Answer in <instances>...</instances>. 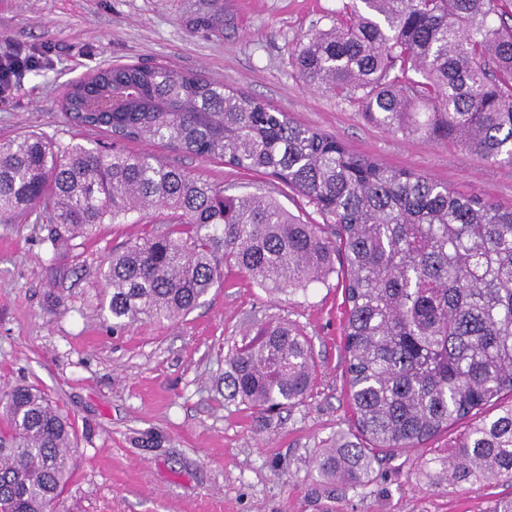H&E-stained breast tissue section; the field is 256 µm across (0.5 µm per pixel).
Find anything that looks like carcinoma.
<instances>
[{"mask_svg":"<svg viewBox=\"0 0 512 512\" xmlns=\"http://www.w3.org/2000/svg\"><path fill=\"white\" fill-rule=\"evenodd\" d=\"M187 24L224 32V0ZM508 0H350L307 33L306 82L358 102L405 137L512 165ZM69 122L126 141L272 176L307 199L310 224L257 190L228 195L160 158L29 132L0 142V222L40 211L67 250L99 225L161 214L163 229L112 253L100 307L112 330L174 322L236 269L270 295L343 290L348 430L318 448L315 512H336V483L421 451L416 475L450 489L512 483V207L352 152L335 137L200 74L163 64L96 68L62 100ZM228 399L260 411L302 403L316 379L311 341L266 322L226 357ZM0 512H60L76 465L73 427L39 389L0 394ZM468 425L443 450L426 444Z\"/></svg>","mask_w":512,"mask_h":512,"instance_id":"cac0c4a2","label":"carcinoma"}]
</instances>
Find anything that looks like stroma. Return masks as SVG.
I'll return each instance as SVG.
<instances>
[{
	"label": "stroma",
	"instance_id": "1",
	"mask_svg": "<svg viewBox=\"0 0 512 512\" xmlns=\"http://www.w3.org/2000/svg\"><path fill=\"white\" fill-rule=\"evenodd\" d=\"M345 3L224 0V32L207 36L186 25L201 0H0V50L42 49L49 58L0 102V139L35 131L63 145L95 140L97 132L72 125L63 112L66 84L108 63L163 62L261 99L355 152L512 205V165L385 131L357 104L305 83L296 50ZM113 147L152 153L233 195L272 192L303 219L322 221L272 177L159 143ZM48 229L34 214L0 223V390L33 385L73 422L78 465L64 495L67 512H313L311 457L347 429L351 415L335 282L304 298H274L232 269L183 318L116 333L100 314L101 273L112 252L149 225H101L63 259ZM268 321L303 329L318 374L309 397L271 416L227 400L224 385L228 350ZM418 461L415 450L383 461L369 484L342 493L343 512H491L512 498L507 482L458 490L417 482Z\"/></svg>",
	"mask_w": 512,
	"mask_h": 512
}]
</instances>
